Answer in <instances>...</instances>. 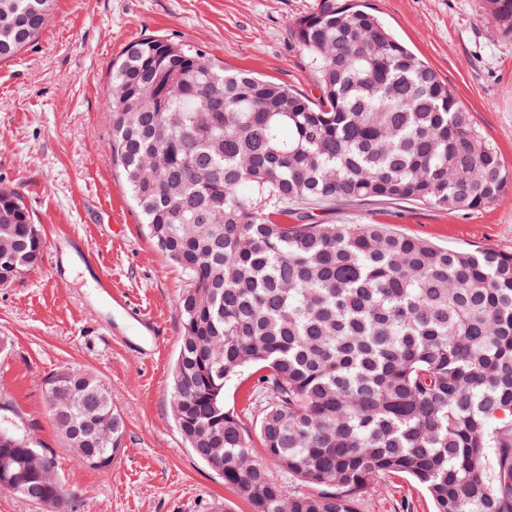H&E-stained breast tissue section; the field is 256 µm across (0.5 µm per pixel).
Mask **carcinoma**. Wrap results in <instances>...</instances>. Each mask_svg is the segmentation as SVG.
<instances>
[{"instance_id": "1", "label": "carcinoma", "mask_w": 512, "mask_h": 512, "mask_svg": "<svg viewBox=\"0 0 512 512\" xmlns=\"http://www.w3.org/2000/svg\"><path fill=\"white\" fill-rule=\"evenodd\" d=\"M54 0H0V62ZM512 36V0H482ZM292 34L312 99L186 43L144 38L112 60V158L154 246L179 266L172 414L192 454L252 512H356L382 475L433 512H512V253L448 250L309 210L411 201L479 211L512 184L454 92L362 0H317ZM44 238L0 190V285L40 265ZM252 369L263 458L224 405ZM61 451L105 469L124 415L102 381L43 380ZM280 471L303 487L286 494ZM0 489L64 507L53 455L0 427Z\"/></svg>"}]
</instances>
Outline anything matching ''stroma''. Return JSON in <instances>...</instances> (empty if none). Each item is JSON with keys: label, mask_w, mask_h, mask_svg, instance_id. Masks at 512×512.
Wrapping results in <instances>:
<instances>
[{"label": "stroma", "mask_w": 512, "mask_h": 512, "mask_svg": "<svg viewBox=\"0 0 512 512\" xmlns=\"http://www.w3.org/2000/svg\"><path fill=\"white\" fill-rule=\"evenodd\" d=\"M395 36L425 59L472 126L512 168V37L481 0H369ZM316 0H55L38 38L0 63V189L17 192L45 231L39 267L0 287V424L55 450V473L76 512H250L185 448L171 416L181 270L146 236L112 162L107 87L113 59L145 36L190 42L226 67L318 97L291 36ZM326 224H385L460 250L512 253V186L489 207L451 213L409 201L317 208ZM121 292L126 306L113 303ZM152 317L146 327L143 317ZM108 385L126 420L125 448L105 469L59 451L42 380L60 365ZM253 378L227 382L224 402L256 432ZM357 512H431L425 492L381 477Z\"/></svg>", "instance_id": "35a3bbf8"}]
</instances>
